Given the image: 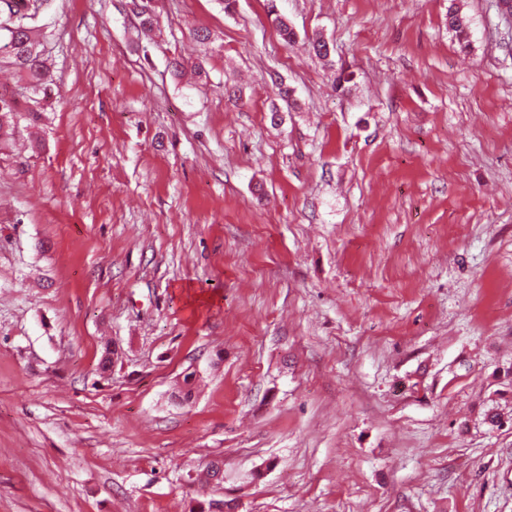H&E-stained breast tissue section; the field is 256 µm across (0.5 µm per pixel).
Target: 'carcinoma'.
Instances as JSON below:
<instances>
[{
    "label": "carcinoma",
    "mask_w": 512,
    "mask_h": 512,
    "mask_svg": "<svg viewBox=\"0 0 512 512\" xmlns=\"http://www.w3.org/2000/svg\"><path fill=\"white\" fill-rule=\"evenodd\" d=\"M44 0H0V69L15 70L22 83L11 94L0 93V146L6 143L15 118H35L51 97L48 59L43 50V32L36 17ZM133 15L142 32L157 24V0H132ZM268 17L281 36L290 41L295 33L278 13L276 0H267ZM449 26L462 47L468 46V25L457 12L449 13Z\"/></svg>",
    "instance_id": "carcinoma-1"
}]
</instances>
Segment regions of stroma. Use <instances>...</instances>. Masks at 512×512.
<instances>
[{
  "mask_svg": "<svg viewBox=\"0 0 512 512\" xmlns=\"http://www.w3.org/2000/svg\"><path fill=\"white\" fill-rule=\"evenodd\" d=\"M277 6L296 42L266 0H159L147 36L44 0L52 97L0 150V512H512V23Z\"/></svg>",
  "mask_w": 512,
  "mask_h": 512,
  "instance_id": "35a3bbf8",
  "label": "stroma"
}]
</instances>
